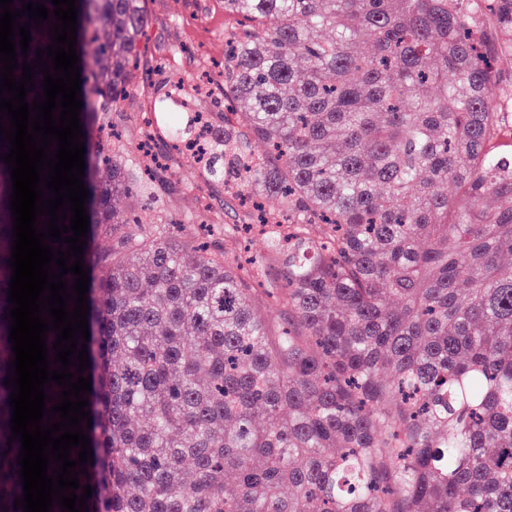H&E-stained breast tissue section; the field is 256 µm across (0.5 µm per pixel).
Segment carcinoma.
Instances as JSON below:
<instances>
[{
  "mask_svg": "<svg viewBox=\"0 0 512 512\" xmlns=\"http://www.w3.org/2000/svg\"><path fill=\"white\" fill-rule=\"evenodd\" d=\"M207 181L270 225L284 321L242 266L112 201L149 192L100 143L106 354L88 512H512V0H224ZM85 86L120 107L146 0H98ZM168 138L194 120L162 112ZM279 200L293 227L253 200ZM231 472L235 484L224 485Z\"/></svg>",
  "mask_w": 512,
  "mask_h": 512,
  "instance_id": "carcinoma-1",
  "label": "carcinoma"
}]
</instances>
